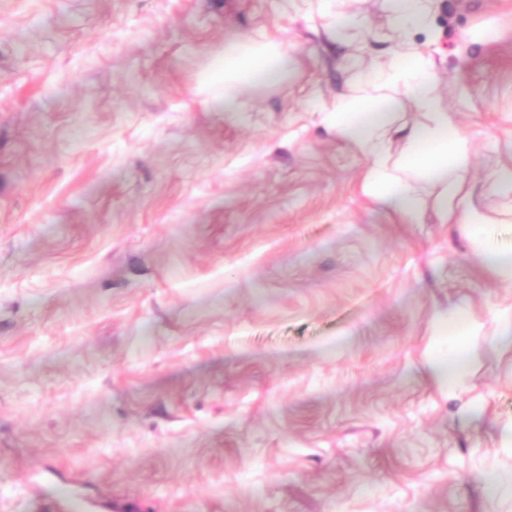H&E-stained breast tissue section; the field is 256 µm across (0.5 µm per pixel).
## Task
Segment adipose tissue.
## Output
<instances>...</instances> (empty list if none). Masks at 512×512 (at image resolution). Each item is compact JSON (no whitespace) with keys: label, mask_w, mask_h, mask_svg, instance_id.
<instances>
[{"label":"adipose tissue","mask_w":512,"mask_h":512,"mask_svg":"<svg viewBox=\"0 0 512 512\" xmlns=\"http://www.w3.org/2000/svg\"><path fill=\"white\" fill-rule=\"evenodd\" d=\"M390 7L398 52L372 63L365 94L338 105L327 121L337 137L369 157L365 183L380 203L411 222L422 208L423 189H430L441 223L460 225L478 247L483 265L512 281V254L489 247L487 219L472 203L468 142L437 92L430 59L408 40L411 29L428 21L427 0H390ZM286 64L280 44L250 36L231 39L224 46L219 65L224 75V97L218 108L240 111L239 89L282 83ZM402 95L419 114L409 124L400 123L397 114ZM438 331L447 338L448 355L436 358L431 370L438 385L453 393L470 369L468 338L475 329L467 316L452 311L439 321Z\"/></svg>","instance_id":"adipose-tissue-1"}]
</instances>
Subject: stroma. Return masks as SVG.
<instances>
[{"label": "stroma", "instance_id": "obj_1", "mask_svg": "<svg viewBox=\"0 0 512 512\" xmlns=\"http://www.w3.org/2000/svg\"><path fill=\"white\" fill-rule=\"evenodd\" d=\"M432 4L410 38L508 252L512 0ZM347 7L349 45L323 0H0V512H512V281L432 204L387 211L328 127L350 55L395 50L388 0ZM239 34L288 77L220 112ZM451 310L476 325L453 395ZM344 0H336V13L333 14V30L337 40L348 41L349 32L358 29L362 25L361 18L352 12L343 10L341 7ZM438 331V335L448 341V358H436L432 362V374L438 385L448 388V393H454L461 387L471 366L468 338L474 335L475 328L461 312L448 311V316L439 321Z\"/></svg>", "mask_w": 512, "mask_h": 512}]
</instances>
